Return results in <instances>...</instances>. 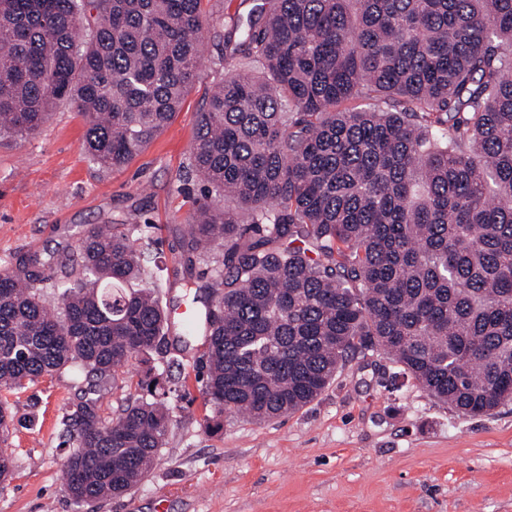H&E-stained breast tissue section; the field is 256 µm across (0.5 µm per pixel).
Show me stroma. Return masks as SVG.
<instances>
[{
  "label": "stroma",
  "mask_w": 512,
  "mask_h": 512,
  "mask_svg": "<svg viewBox=\"0 0 512 512\" xmlns=\"http://www.w3.org/2000/svg\"><path fill=\"white\" fill-rule=\"evenodd\" d=\"M203 78L169 126L126 167L112 170L82 149L85 122L56 105L23 138L0 137V259L34 251L75 253L89 224H150L171 276L163 302L187 306L179 277L193 200L203 186L189 166L195 122L221 76L215 32L244 12L241 0H205ZM203 352L192 343L181 366L133 361L107 390L115 416L153 373L170 388V424L157 461L129 493L79 505L68 495L65 420L83 384L69 374L0 389L12 413V471L0 482V512H512V406L470 417L412 384L383 354L347 358L312 403L265 423L205 406L186 373Z\"/></svg>",
  "instance_id": "obj_1"
}]
</instances>
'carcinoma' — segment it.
Listing matches in <instances>:
<instances>
[{
	"label": "carcinoma",
	"mask_w": 512,
	"mask_h": 512,
	"mask_svg": "<svg viewBox=\"0 0 512 512\" xmlns=\"http://www.w3.org/2000/svg\"><path fill=\"white\" fill-rule=\"evenodd\" d=\"M249 2L215 33L224 76L190 153L205 185L187 248L215 272H183L204 404L277 419L370 351L463 415L512 404V0ZM202 3L0 0V136L66 100L91 160L124 167L202 78ZM138 232L92 224L74 260H0V388L88 384L65 421L79 504L139 484L170 423L149 373L147 397L102 414L100 383L169 354Z\"/></svg>",
	"instance_id": "carcinoma-1"
}]
</instances>
